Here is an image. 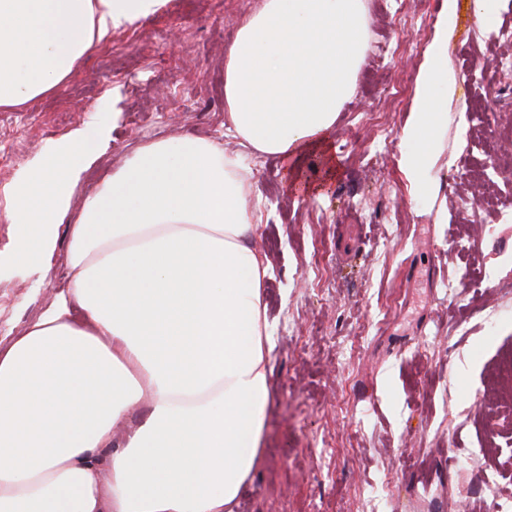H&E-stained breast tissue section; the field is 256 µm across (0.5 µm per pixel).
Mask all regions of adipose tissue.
Here are the masks:
<instances>
[{"label":"adipose tissue","instance_id":"1","mask_svg":"<svg viewBox=\"0 0 512 512\" xmlns=\"http://www.w3.org/2000/svg\"><path fill=\"white\" fill-rule=\"evenodd\" d=\"M168 0H0V110L59 93L95 49ZM399 169L431 196L448 105L441 0ZM365 0H261L224 53V137L137 143L72 210L108 132L78 130L10 202L21 262L69 285L0 344V512H234L271 402L272 274L255 246L249 159L325 144L364 60Z\"/></svg>","mask_w":512,"mask_h":512}]
</instances>
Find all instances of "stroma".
<instances>
[{"label":"stroma","mask_w":512,"mask_h":512,"mask_svg":"<svg viewBox=\"0 0 512 512\" xmlns=\"http://www.w3.org/2000/svg\"><path fill=\"white\" fill-rule=\"evenodd\" d=\"M259 0H168L93 52L58 95L26 112L0 111V341L15 336L66 283L67 240L50 274L16 262L11 195L38 152L73 130L113 122L89 188L137 141L224 135L228 36ZM364 62L328 135L300 172L252 159L260 245L273 269L271 404L262 456L236 512H496L485 477L512 479V428L492 405L512 395L498 375L512 353V169L473 182L482 123L512 154V39L492 40L460 0L448 36L458 101L434 195L414 199L398 165L402 127L440 0H366ZM120 86V119L95 103ZM377 120H369V113ZM466 131H459V120ZM491 199L472 215L461 200ZM477 240L462 251L460 241ZM51 285H44V278ZM390 478L382 496L365 489Z\"/></svg>","instance_id":"obj_1"}]
</instances>
